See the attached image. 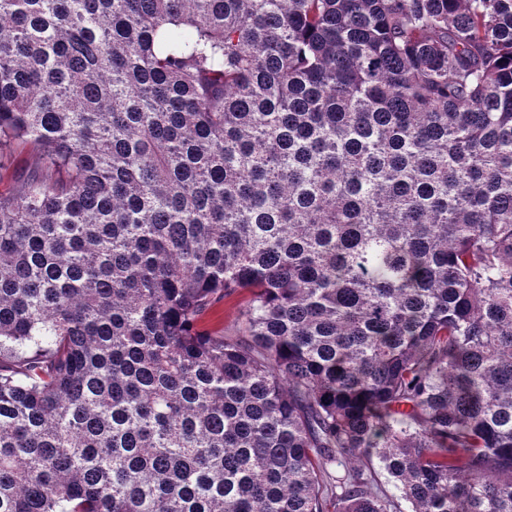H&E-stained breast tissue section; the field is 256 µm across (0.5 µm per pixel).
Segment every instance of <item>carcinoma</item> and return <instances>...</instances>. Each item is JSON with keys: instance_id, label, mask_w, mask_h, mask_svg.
Wrapping results in <instances>:
<instances>
[{"instance_id": "1", "label": "carcinoma", "mask_w": 512, "mask_h": 512, "mask_svg": "<svg viewBox=\"0 0 512 512\" xmlns=\"http://www.w3.org/2000/svg\"><path fill=\"white\" fill-rule=\"evenodd\" d=\"M10 171L0 512H512V0H0ZM246 296V292H241L225 299L215 313L205 319V324L213 329L224 328V332L234 335L237 330L238 311Z\"/></svg>"}]
</instances>
